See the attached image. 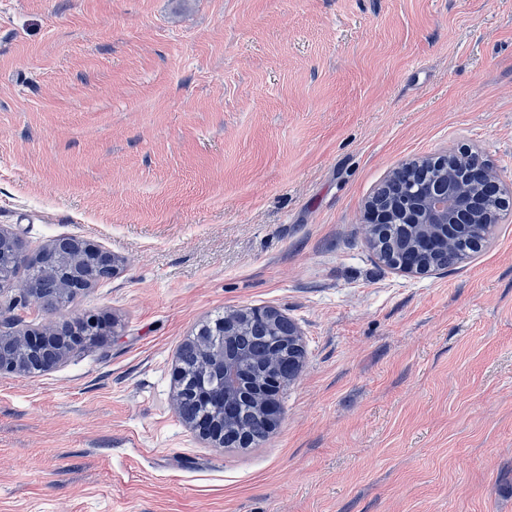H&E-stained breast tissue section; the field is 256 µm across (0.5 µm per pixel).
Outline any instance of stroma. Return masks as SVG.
Wrapping results in <instances>:
<instances>
[{"instance_id":"35a3bbf8","label":"stroma","mask_w":512,"mask_h":512,"mask_svg":"<svg viewBox=\"0 0 512 512\" xmlns=\"http://www.w3.org/2000/svg\"><path fill=\"white\" fill-rule=\"evenodd\" d=\"M462 150L512 186V0H0V231L116 260L57 312L0 291V335L107 324L0 376V512H512V213L424 275L363 221ZM249 307L302 368L224 448L176 353Z\"/></svg>"}]
</instances>
